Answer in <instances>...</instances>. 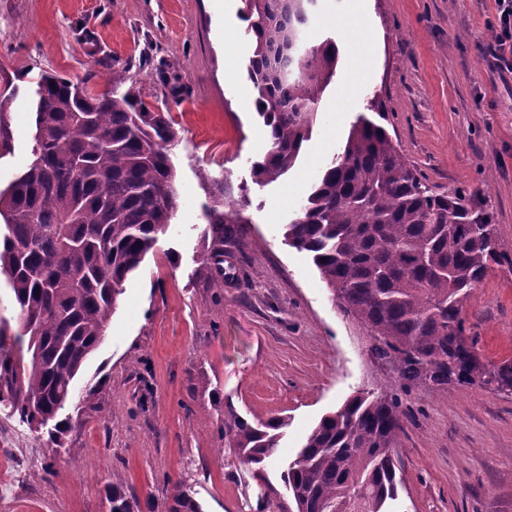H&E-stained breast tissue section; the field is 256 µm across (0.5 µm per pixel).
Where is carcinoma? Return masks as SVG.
Wrapping results in <instances>:
<instances>
[{"label":"carcinoma","instance_id":"carcinoma-1","mask_svg":"<svg viewBox=\"0 0 512 512\" xmlns=\"http://www.w3.org/2000/svg\"><path fill=\"white\" fill-rule=\"evenodd\" d=\"M316 2L245 0L247 76L265 130L263 157L252 166L259 183L294 166L335 75V39L307 38ZM127 80L114 68L111 86L95 93L84 81L38 76L33 160L0 189V272L14 309L11 318L0 316V404L32 432L54 422L55 445L69 422L58 415L126 280L179 207L174 121ZM367 110L386 119L375 96ZM379 120L356 118L285 238L312 255L340 311L367 330L373 353L396 377L387 392H357L308 435L281 472L296 512H389L401 485L400 392L469 384L512 395V360L488 361L463 311L471 290L504 260L493 216L464 192L432 191ZM246 220L233 208L211 213L215 263L224 235ZM286 426L281 418L251 424L234 417L224 431L240 463L263 480ZM105 499L108 512H133L117 485ZM169 500L167 512H202L180 481Z\"/></svg>","mask_w":512,"mask_h":512}]
</instances>
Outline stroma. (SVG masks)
<instances>
[{
	"instance_id": "stroma-1",
	"label": "stroma",
	"mask_w": 512,
	"mask_h": 512,
	"mask_svg": "<svg viewBox=\"0 0 512 512\" xmlns=\"http://www.w3.org/2000/svg\"><path fill=\"white\" fill-rule=\"evenodd\" d=\"M350 5L318 0L309 38L333 34L336 73L295 166L259 184L265 139L244 0H0V96L10 101L0 189L33 159L38 74L100 92L117 68L176 124L179 202L75 383V394L96 393L89 407L64 409V452L0 407V457L21 476L0 488V512H107L114 483L137 512H165L173 480L202 512H255L261 489L222 438L224 422L287 419L266 465L277 487L323 416L390 384V365L340 312L311 255L284 240L369 97L383 101L394 143L428 186L492 213L498 249L512 257V73L489 62L494 0H362L373 37L353 44L342 38ZM231 205L247 222L225 238L223 267L205 266L208 215ZM464 312L487 359H512V266H493ZM403 404L395 512H512V397L418 385Z\"/></svg>"
}]
</instances>
